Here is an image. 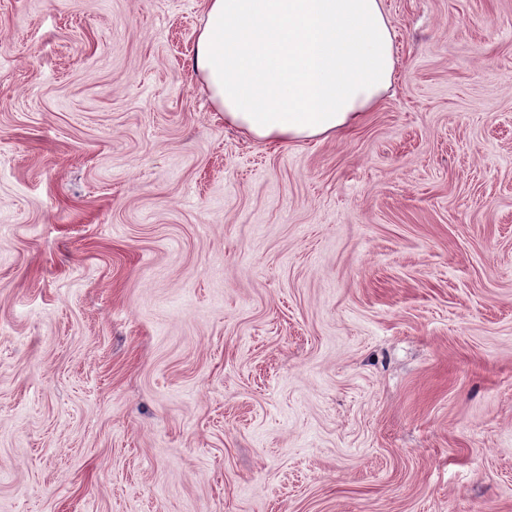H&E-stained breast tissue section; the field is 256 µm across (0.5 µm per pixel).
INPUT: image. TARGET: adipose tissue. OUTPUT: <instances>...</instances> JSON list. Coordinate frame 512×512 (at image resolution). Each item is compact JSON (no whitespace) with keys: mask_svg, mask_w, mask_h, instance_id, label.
<instances>
[{"mask_svg":"<svg viewBox=\"0 0 512 512\" xmlns=\"http://www.w3.org/2000/svg\"><path fill=\"white\" fill-rule=\"evenodd\" d=\"M192 62L225 123L281 144L357 125L396 70L382 0H206Z\"/></svg>","mask_w":512,"mask_h":512,"instance_id":"1","label":"adipose tissue"}]
</instances>
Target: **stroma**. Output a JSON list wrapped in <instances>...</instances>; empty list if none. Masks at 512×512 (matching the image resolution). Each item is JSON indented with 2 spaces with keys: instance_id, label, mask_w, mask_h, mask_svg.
<instances>
[{
  "instance_id": "obj_1",
  "label": "stroma",
  "mask_w": 512,
  "mask_h": 512,
  "mask_svg": "<svg viewBox=\"0 0 512 512\" xmlns=\"http://www.w3.org/2000/svg\"><path fill=\"white\" fill-rule=\"evenodd\" d=\"M288 146L203 0H0V512H512V0H382Z\"/></svg>"
}]
</instances>
